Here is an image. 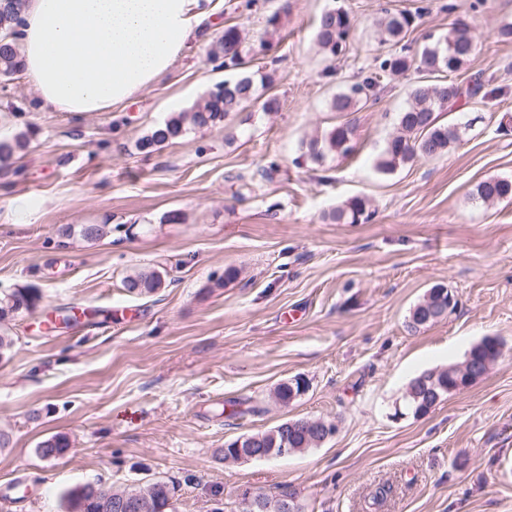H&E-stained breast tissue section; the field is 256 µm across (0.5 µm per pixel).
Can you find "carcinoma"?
Here are the masks:
<instances>
[{
  "instance_id": "carcinoma-1",
  "label": "carcinoma",
  "mask_w": 512,
  "mask_h": 512,
  "mask_svg": "<svg viewBox=\"0 0 512 512\" xmlns=\"http://www.w3.org/2000/svg\"><path fill=\"white\" fill-rule=\"evenodd\" d=\"M25 0H0V79L7 82L24 69L18 48V33ZM416 16L408 13H388L379 20L381 41L395 47V51L383 59L378 69L363 81L354 83L336 93L330 107L335 112H350L376 96V90L387 76L404 73L410 69L428 72L433 80L416 82L408 93L405 107L399 115L400 131L389 138L382 150L376 167L389 174L407 166L418 157H433L447 152L460 141L461 131L456 126L439 122V113L452 112L463 100L477 96L488 97L485 84L477 77L465 86L447 80V75L461 71L474 52L475 44L469 26L461 19L452 23L448 33L431 36L418 54L411 56L401 44L405 34L413 28ZM354 30V22L348 12L340 8L325 10L319 18L316 42L319 48L331 57L339 56L347 47ZM242 32L238 25L224 27V35L211 51L217 68L238 69L233 79L217 83L205 96L204 102L188 111L180 112L163 124L154 127L149 135L139 142L146 150L165 144L183 136L189 130L212 127L235 115L258 99L254 74L245 69L242 54ZM354 128L348 123L330 129L320 139H312L306 145L307 154L317 164L325 162L330 154L350 155L353 150ZM474 198L490 203L512 199V178L495 177L477 185ZM372 213L362 198H353L344 205L331 210L328 217L336 224H361L370 220ZM164 285V278L155 269L142 270L129 277L125 288L130 293L149 294ZM41 295L34 288L19 289L0 297V320L38 308ZM441 304L433 292L417 304L410 314L412 326L433 324L436 319L429 316L431 310L440 309ZM428 372L412 378L407 386L404 409L415 415L427 414L433 407L436 396L446 398L445 392L432 382L424 380ZM307 382L296 377L276 388V398L288 404L302 395ZM325 431L321 421L312 419H290L241 441L233 439L224 443V455L264 452L267 457L278 455L280 448H294L302 452L322 444ZM68 443L62 438H52L41 445L46 458L64 453ZM172 491L163 480H155L145 487L114 491L100 484H86L68 495L71 512H134L129 503L143 504L146 512H172Z\"/></svg>"
}]
</instances>
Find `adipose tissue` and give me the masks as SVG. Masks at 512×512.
I'll list each match as a JSON object with an SVG mask.
<instances>
[{"label":"adipose tissue","instance_id":"ef3b65f1","mask_svg":"<svg viewBox=\"0 0 512 512\" xmlns=\"http://www.w3.org/2000/svg\"><path fill=\"white\" fill-rule=\"evenodd\" d=\"M224 0H26L24 73L45 107L103 112L174 71Z\"/></svg>","mask_w":512,"mask_h":512}]
</instances>
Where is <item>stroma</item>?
<instances>
[{
	"label": "stroma",
	"mask_w": 512,
	"mask_h": 512,
	"mask_svg": "<svg viewBox=\"0 0 512 512\" xmlns=\"http://www.w3.org/2000/svg\"><path fill=\"white\" fill-rule=\"evenodd\" d=\"M472 2L224 0L174 73L108 112L41 109L22 73L0 85V139H27L13 172L0 167V296L41 294L34 313L0 321L16 340L0 361V512H67L85 484L155 479L172 487L176 512H242L255 491L295 493L301 512H512V201L472 198L479 182L512 177V42L496 36L512 0ZM334 4L356 29L329 58L315 34ZM384 8L416 14L413 53L463 19L476 49L454 79L498 91L440 114L473 124L448 153L390 174L376 163L420 73L387 78L376 104L329 107L388 55L370 26ZM228 24L248 30L245 59L272 75L278 111L252 104L138 151L223 79L209 53ZM343 123L353 153L307 159L303 140ZM355 197L370 221L328 220ZM65 224L111 231L62 238ZM229 267L237 277L217 287ZM144 268L166 287L128 293L124 278ZM435 285L455 309L410 327ZM487 336L502 356L482 379L426 415L396 417L412 378L463 362ZM296 377L306 392L276 402ZM244 399L262 413L223 416ZM299 418L337 432L287 457L225 461L226 440ZM54 437L67 449L43 457Z\"/></svg>",
	"instance_id": "35a3bbf8"
}]
</instances>
